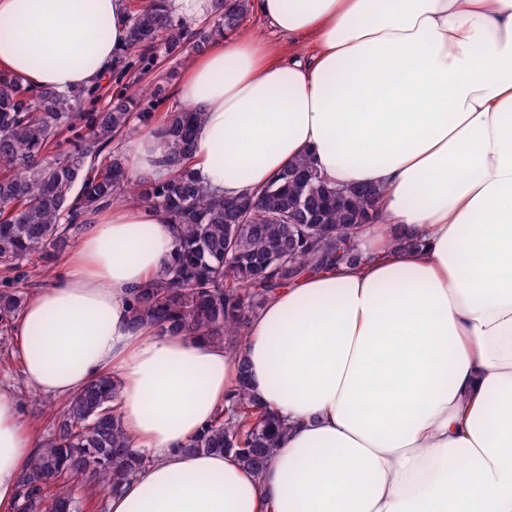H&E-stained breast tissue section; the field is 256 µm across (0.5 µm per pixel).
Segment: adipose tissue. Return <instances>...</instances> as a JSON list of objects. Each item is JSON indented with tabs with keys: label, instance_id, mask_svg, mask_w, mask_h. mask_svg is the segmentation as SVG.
I'll return each instance as SVG.
<instances>
[{
	"label": "adipose tissue",
	"instance_id": "adipose-tissue-1",
	"mask_svg": "<svg viewBox=\"0 0 512 512\" xmlns=\"http://www.w3.org/2000/svg\"><path fill=\"white\" fill-rule=\"evenodd\" d=\"M308 55L214 39L179 96L203 113L191 169L227 197L307 156L380 190L369 261L268 297L235 351L134 325L128 299L176 232L145 204L97 213L16 326L22 374L70 398L113 377L148 459L109 512H512V0H251ZM129 0H0V71L95 85L128 50ZM168 142L131 138V178L165 181ZM398 238L409 246L395 248ZM246 378L288 426L261 475L187 443ZM37 448L0 390V512Z\"/></svg>",
	"mask_w": 512,
	"mask_h": 512
}]
</instances>
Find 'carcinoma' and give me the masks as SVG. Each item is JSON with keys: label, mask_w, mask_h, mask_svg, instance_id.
I'll return each instance as SVG.
<instances>
[{"label": "carcinoma", "mask_w": 512, "mask_h": 512, "mask_svg": "<svg viewBox=\"0 0 512 512\" xmlns=\"http://www.w3.org/2000/svg\"><path fill=\"white\" fill-rule=\"evenodd\" d=\"M250 0H214L216 23L192 42L205 50L216 35L240 25ZM188 22H177L166 0L132 17L130 47L155 55L158 42L180 51ZM96 88L59 92L34 89L0 72V268L11 272L35 256L54 261L80 238L94 214L122 199L148 203L177 230L171 262L130 296L133 321L162 330L182 329L215 343L240 344L249 317L275 291L309 271L342 261H363L343 244L378 218L380 192L336 187L313 162L300 158L263 190L226 198L201 185L188 160L203 113L180 109L156 122L154 104L119 91L106 109L87 112ZM155 127L169 142L170 179H129L119 143ZM23 296L0 291V324L12 320ZM119 391L109 377L67 401L53 432L40 444L20 482L19 512H79L70 481L90 476L116 492L144 464L131 447L118 414ZM287 424L264 411L240 381L227 404L187 448L233 453L255 474L265 468Z\"/></svg>", "instance_id": "carcinoma-1"}]
</instances>
